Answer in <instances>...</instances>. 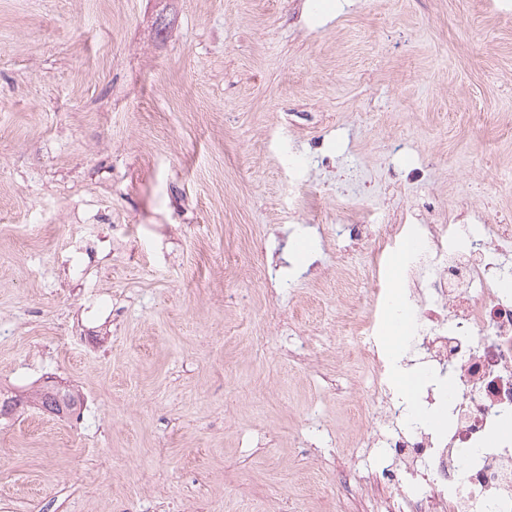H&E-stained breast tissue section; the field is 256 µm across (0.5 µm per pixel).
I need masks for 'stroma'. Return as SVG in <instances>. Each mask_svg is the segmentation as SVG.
Masks as SVG:
<instances>
[{
  "label": "stroma",
  "instance_id": "stroma-1",
  "mask_svg": "<svg viewBox=\"0 0 512 512\" xmlns=\"http://www.w3.org/2000/svg\"><path fill=\"white\" fill-rule=\"evenodd\" d=\"M366 205L512 225V0H0V512H387ZM46 390L40 393L38 402L48 412H53L55 415L63 413V411L71 410L76 405V399L69 393L62 392L63 397L58 398L55 393L51 394ZM63 409V411H62Z\"/></svg>",
  "mask_w": 512,
  "mask_h": 512
}]
</instances>
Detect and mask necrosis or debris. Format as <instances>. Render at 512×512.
I'll return each mask as SVG.
<instances>
[{"instance_id":"obj_1","label":"necrosis or debris","mask_w":512,"mask_h":512,"mask_svg":"<svg viewBox=\"0 0 512 512\" xmlns=\"http://www.w3.org/2000/svg\"><path fill=\"white\" fill-rule=\"evenodd\" d=\"M456 230L426 225L427 249L399 270L409 336L457 386L451 398L440 381L426 385L419 408L450 403L453 426L402 428L410 407L392 396L386 349L370 336L360 345L371 400L391 421L380 473L366 488L398 496L400 512H512V438L497 436L500 418L512 414V297L491 284L499 256L512 247V226H487L454 251L448 242Z\"/></svg>"}]
</instances>
